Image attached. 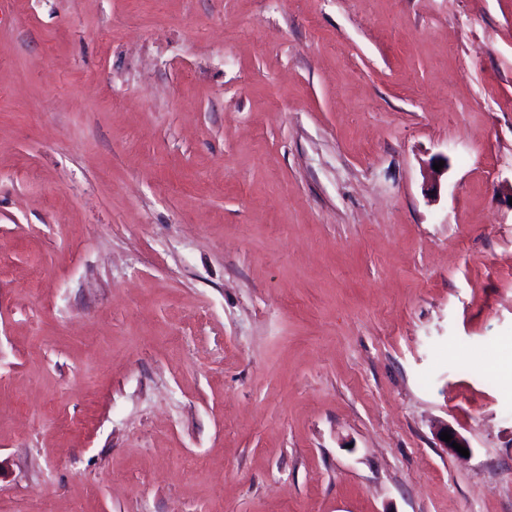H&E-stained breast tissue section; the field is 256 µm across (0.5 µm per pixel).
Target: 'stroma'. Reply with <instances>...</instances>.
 <instances>
[{
	"label": "stroma",
	"mask_w": 512,
	"mask_h": 512,
	"mask_svg": "<svg viewBox=\"0 0 512 512\" xmlns=\"http://www.w3.org/2000/svg\"><path fill=\"white\" fill-rule=\"evenodd\" d=\"M42 501L512 512V0H0V512Z\"/></svg>",
	"instance_id": "35a3bbf8"
}]
</instances>
